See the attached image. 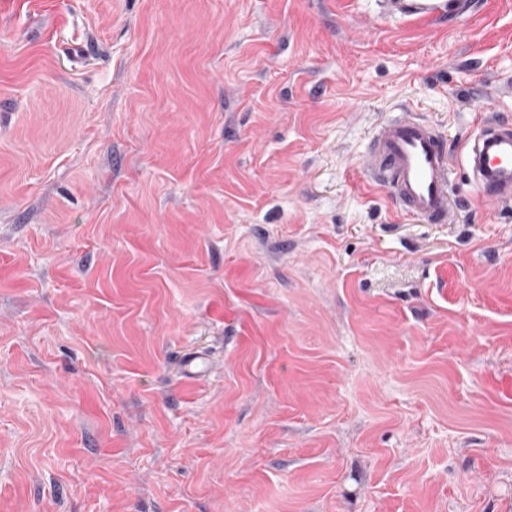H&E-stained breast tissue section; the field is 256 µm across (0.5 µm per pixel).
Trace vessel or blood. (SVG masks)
Masks as SVG:
<instances>
[{
	"label": "vessel or blood",
	"mask_w": 512,
	"mask_h": 512,
	"mask_svg": "<svg viewBox=\"0 0 512 512\" xmlns=\"http://www.w3.org/2000/svg\"><path fill=\"white\" fill-rule=\"evenodd\" d=\"M405 14L434 21L456 14V0H407ZM460 153L470 163L477 203L512 204V124L484 116L480 130L466 139ZM453 158L432 123L412 114L394 117L377 129L369 148L366 179L385 189L399 211L431 224H453Z\"/></svg>",
	"instance_id": "obj_1"
}]
</instances>
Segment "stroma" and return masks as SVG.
<instances>
[{
  "label": "stroma",
  "mask_w": 512,
  "mask_h": 512,
  "mask_svg": "<svg viewBox=\"0 0 512 512\" xmlns=\"http://www.w3.org/2000/svg\"><path fill=\"white\" fill-rule=\"evenodd\" d=\"M379 2L0 0V512H512V206L364 174L512 123V0ZM404 15L427 21H436L448 14V18L458 12L455 0H407ZM452 161L436 126L402 113L381 124L373 136L366 179L385 189L403 215L431 224H454Z\"/></svg>",
  "instance_id": "1"
}]
</instances>
